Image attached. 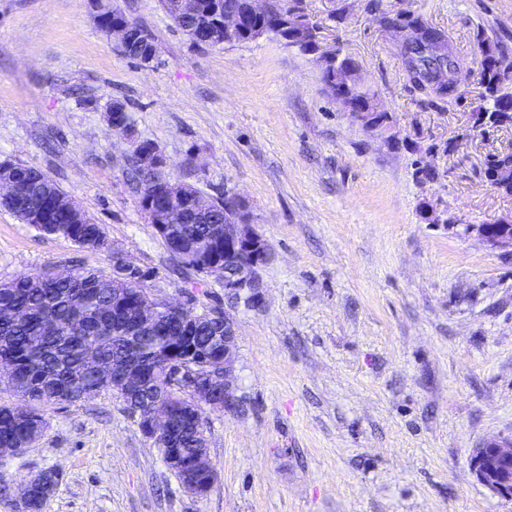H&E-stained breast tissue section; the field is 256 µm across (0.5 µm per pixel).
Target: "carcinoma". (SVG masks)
<instances>
[{"label":"carcinoma","instance_id":"carcinoma-1","mask_svg":"<svg viewBox=\"0 0 512 512\" xmlns=\"http://www.w3.org/2000/svg\"><path fill=\"white\" fill-rule=\"evenodd\" d=\"M282 13L260 21H248L249 34L225 35L227 43H245L278 30L281 14L302 10V0H278ZM103 25L126 22L133 28L139 46L134 59L150 63L155 59L154 40L113 0H108L102 14ZM386 27L405 25L419 32V41L404 50V63L414 90L427 85H453L454 71L459 66L453 50L447 48V36L414 15L383 16ZM205 23V14L179 18L178 30L197 45V35ZM486 49L482 59L474 60L480 76L478 104L474 112L486 126H512V75L498 67L512 68V56L500 46L478 41V49ZM325 90L333 95L338 90L363 103L372 94L359 69L349 60L323 68ZM136 161L129 165L126 176L138 195L139 204L156 188L152 169L145 161H154L158 146L149 140L136 143ZM21 187L18 199H1L0 208L23 217V211L38 209L49 200L67 197L60 186L45 174L33 177L27 167L13 165ZM209 205L198 224L178 226L177 238L182 246L205 256L212 248L210 227L233 222L224 209V197H208ZM35 229L62 236L73 244L90 250L108 247L104 228L89 216L80 224L55 219L53 224H37ZM147 274L118 281L112 276L81 268L73 269L66 279H59L46 269L22 273L13 280L0 282V364L8 367L0 376V385L28 401L27 409L0 405V448L27 447L44 431L45 423L37 407L47 404H76L102 392L112 390V376L100 377L91 367L96 361L108 368L135 366L134 381L140 390V416L150 412L156 399H170L167 390V368L175 363L191 367L199 375L208 372L209 357L224 351V337L218 335L216 319H204L191 325L168 311L160 312L159 321L166 334L147 332L128 336L125 327L137 319L136 302L147 297ZM175 435L159 439L162 458L170 449L178 448L190 459L205 449L206 438L199 429L198 414L192 405L176 400Z\"/></svg>","mask_w":512,"mask_h":512}]
</instances>
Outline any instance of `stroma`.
Masks as SVG:
<instances>
[{
	"mask_svg": "<svg viewBox=\"0 0 512 512\" xmlns=\"http://www.w3.org/2000/svg\"><path fill=\"white\" fill-rule=\"evenodd\" d=\"M118 3L154 38L153 62L120 55L87 0H0V163L48 175L109 243L85 250L0 209V282L108 274L122 252L154 297L227 309L239 407L204 413L217 478L195 496L116 394L42 406V436L0 456V512H20V484L47 470L58 481L40 512H512L469 464L512 437V257L463 231L512 215L482 175L512 128L474 126L473 73L465 99L428 103L382 22L421 16L467 64L478 38L512 48V0H303L378 93L390 146L327 94L312 55L271 35L199 46L159 0ZM115 99L130 135L107 123ZM133 139L153 141L174 177L245 200L270 253L257 306L228 307L215 278L167 250L126 182ZM429 199L447 223H423Z\"/></svg>",
	"mask_w": 512,
	"mask_h": 512,
	"instance_id": "1",
	"label": "stroma"
}]
</instances>
